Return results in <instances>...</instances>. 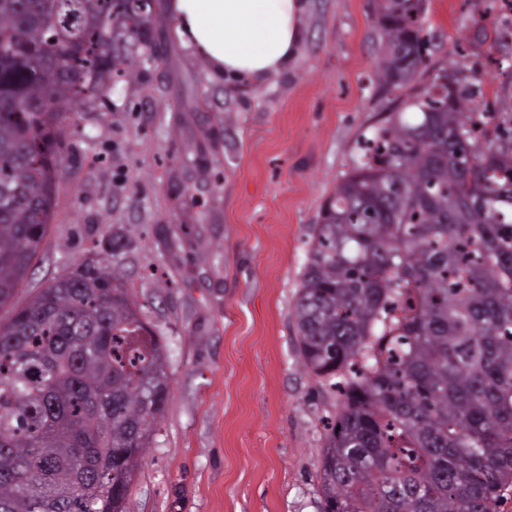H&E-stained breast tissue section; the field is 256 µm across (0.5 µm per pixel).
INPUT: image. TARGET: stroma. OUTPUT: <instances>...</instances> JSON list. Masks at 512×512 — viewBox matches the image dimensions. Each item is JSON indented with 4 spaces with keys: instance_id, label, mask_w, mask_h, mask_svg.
Listing matches in <instances>:
<instances>
[{
    "instance_id": "stroma-1",
    "label": "stroma",
    "mask_w": 512,
    "mask_h": 512,
    "mask_svg": "<svg viewBox=\"0 0 512 512\" xmlns=\"http://www.w3.org/2000/svg\"><path fill=\"white\" fill-rule=\"evenodd\" d=\"M154 0L162 60L76 104L55 214L16 293L85 262L114 268L167 345L169 397L127 512H320L340 398L303 365L294 303L310 227L408 94L376 77L377 0H305L306 35L262 83L212 72ZM423 0L429 72L448 62L512 112V9Z\"/></svg>"
}]
</instances>
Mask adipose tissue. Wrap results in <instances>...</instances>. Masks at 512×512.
Returning a JSON list of instances; mask_svg holds the SVG:
<instances>
[{
  "label": "adipose tissue",
  "mask_w": 512,
  "mask_h": 512,
  "mask_svg": "<svg viewBox=\"0 0 512 512\" xmlns=\"http://www.w3.org/2000/svg\"><path fill=\"white\" fill-rule=\"evenodd\" d=\"M179 35L220 75L287 69L304 36L301 0H172Z\"/></svg>",
  "instance_id": "ef3b65f1"
}]
</instances>
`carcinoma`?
<instances>
[{
	"label": "carcinoma",
	"instance_id": "cac0c4a2",
	"mask_svg": "<svg viewBox=\"0 0 512 512\" xmlns=\"http://www.w3.org/2000/svg\"><path fill=\"white\" fill-rule=\"evenodd\" d=\"M138 0H0V512H125L169 395L167 349L107 266L12 304L55 207L63 119L148 39ZM422 0H380L377 76L425 72ZM375 128L311 226L294 316L343 389L322 512H500L512 499V113L448 65Z\"/></svg>",
	"mask_w": 512,
	"mask_h": 512
}]
</instances>
